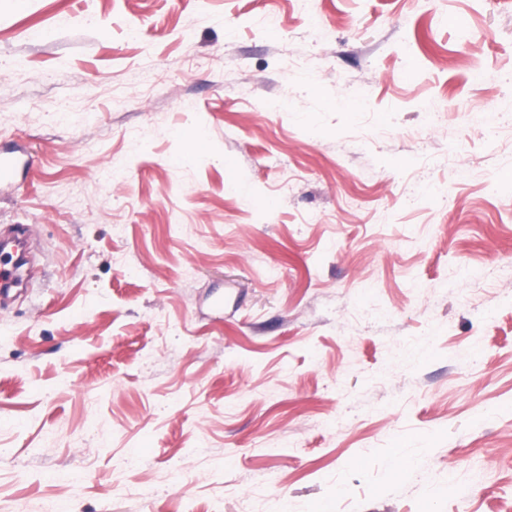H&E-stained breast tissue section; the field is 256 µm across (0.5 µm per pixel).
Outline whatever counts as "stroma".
<instances>
[{
    "label": "stroma",
    "mask_w": 512,
    "mask_h": 512,
    "mask_svg": "<svg viewBox=\"0 0 512 512\" xmlns=\"http://www.w3.org/2000/svg\"><path fill=\"white\" fill-rule=\"evenodd\" d=\"M312 7L0 0V512H512V0Z\"/></svg>",
    "instance_id": "35a3bbf8"
}]
</instances>
